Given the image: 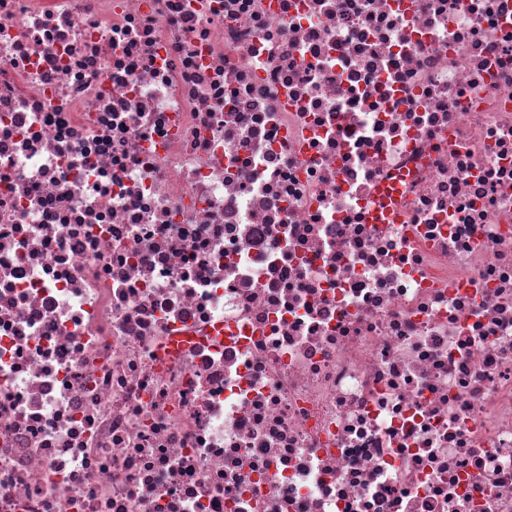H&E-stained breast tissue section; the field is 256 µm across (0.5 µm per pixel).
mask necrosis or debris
I'll return each mask as SVG.
<instances>
[{"label": "necrosis or debris", "instance_id": "4bbe7bcc", "mask_svg": "<svg viewBox=\"0 0 512 512\" xmlns=\"http://www.w3.org/2000/svg\"><path fill=\"white\" fill-rule=\"evenodd\" d=\"M0 512H512V0H0Z\"/></svg>", "mask_w": 512, "mask_h": 512}]
</instances>
